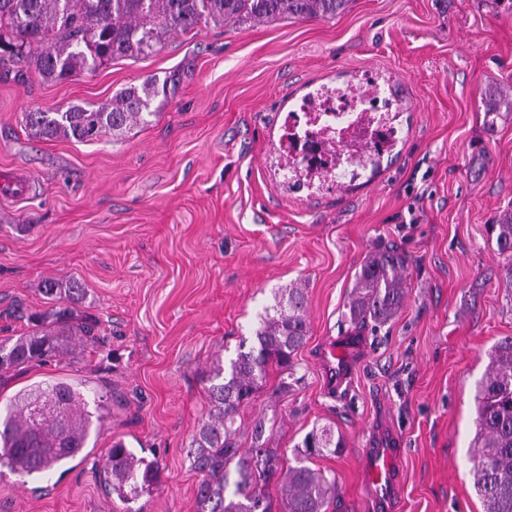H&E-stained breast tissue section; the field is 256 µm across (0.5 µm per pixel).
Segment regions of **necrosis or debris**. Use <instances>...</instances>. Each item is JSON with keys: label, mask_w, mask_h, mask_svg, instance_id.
<instances>
[{"label": "necrosis or debris", "mask_w": 512, "mask_h": 512, "mask_svg": "<svg viewBox=\"0 0 512 512\" xmlns=\"http://www.w3.org/2000/svg\"><path fill=\"white\" fill-rule=\"evenodd\" d=\"M368 83L371 90L366 94L348 84L321 86L289 112L283 148L291 157L300 159L303 144L313 137L329 138L336 143L335 152L328 154L325 162H302V183L361 178L370 166V157L347 151V140L355 129L366 130L372 148L398 139V100L376 76H369Z\"/></svg>", "instance_id": "1"}]
</instances>
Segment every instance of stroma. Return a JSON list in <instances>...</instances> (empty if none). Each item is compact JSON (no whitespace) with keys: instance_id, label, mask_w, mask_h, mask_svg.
Returning <instances> with one entry per match:
<instances>
[{"instance_id":"35a3bbf8","label":"stroma","mask_w":512,"mask_h":512,"mask_svg":"<svg viewBox=\"0 0 512 512\" xmlns=\"http://www.w3.org/2000/svg\"><path fill=\"white\" fill-rule=\"evenodd\" d=\"M181 71L156 116L94 142L39 140L36 108L95 107L149 76ZM389 78L401 139L355 182L289 190L280 138L288 113L323 83ZM512 94L507 0H350L333 19L208 24L167 35L152 54L72 80L28 70L0 77V170L22 169L29 198L0 197V342L47 308L45 280L78 282L77 314L97 323L82 354L0 376V405L58 378L110 412L82 456L44 475L0 473V512H196L187 457L208 418V377L255 343L266 308L305 290L309 333L299 382L270 372L237 418V443L264 421L283 465L313 427L344 446L312 458L336 479L340 512H376L362 451L401 448L396 512H485L470 472L475 394L492 345L512 336V256L486 226L512 209ZM410 263L402 309L355 328L348 302L378 244ZM358 334L345 390L326 386L327 338ZM158 460L152 493L124 501L100 470L113 442Z\"/></svg>"}]
</instances>
